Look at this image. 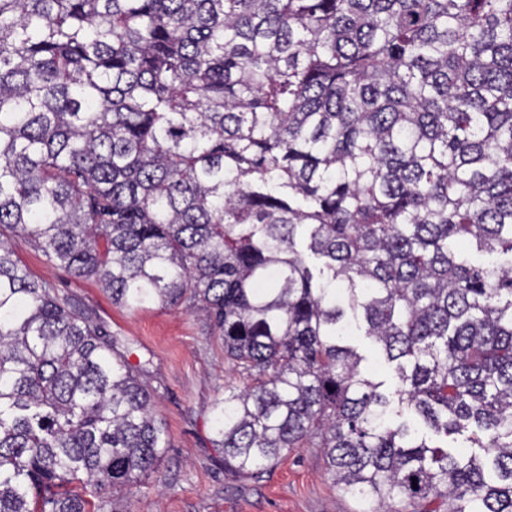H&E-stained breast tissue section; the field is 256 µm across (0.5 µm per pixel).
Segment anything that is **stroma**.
<instances>
[{
    "instance_id": "1",
    "label": "stroma",
    "mask_w": 512,
    "mask_h": 512,
    "mask_svg": "<svg viewBox=\"0 0 512 512\" xmlns=\"http://www.w3.org/2000/svg\"><path fill=\"white\" fill-rule=\"evenodd\" d=\"M10 241L32 278L49 283L60 298L125 340L132 361L150 371L155 410L167 433L166 457L145 484L108 498L103 512H358V504L328 479L320 449H293L256 481L225 475L217 465L210 406L226 387L241 388L245 381L225 360L203 313L113 305L95 279L66 271L20 234Z\"/></svg>"
}]
</instances>
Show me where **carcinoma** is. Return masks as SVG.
Returning a JSON list of instances; mask_svg holds the SVG:
<instances>
[{
  "label": "carcinoma",
  "mask_w": 512,
  "mask_h": 512,
  "mask_svg": "<svg viewBox=\"0 0 512 512\" xmlns=\"http://www.w3.org/2000/svg\"><path fill=\"white\" fill-rule=\"evenodd\" d=\"M5 229L200 305L224 473L310 444L362 512H512V0H0V512H101L165 457L154 392ZM352 345L364 358L362 365L372 368L379 380H385L387 384H390V369L385 364L384 359L371 340L367 339L365 336H353Z\"/></svg>",
  "instance_id": "carcinoma-1"
}]
</instances>
